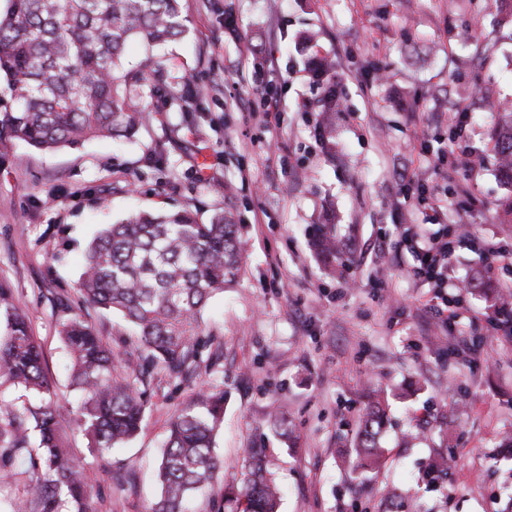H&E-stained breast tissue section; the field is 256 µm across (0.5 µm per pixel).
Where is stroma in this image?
Masks as SVG:
<instances>
[{
    "instance_id": "obj_1",
    "label": "stroma",
    "mask_w": 512,
    "mask_h": 512,
    "mask_svg": "<svg viewBox=\"0 0 512 512\" xmlns=\"http://www.w3.org/2000/svg\"><path fill=\"white\" fill-rule=\"evenodd\" d=\"M186 33L161 48L159 93L134 140L95 139L42 151L14 142L0 157V281L30 322L53 399L61 443L82 461L96 512H151L156 470L176 410L203 388L223 391L215 436L223 458L214 493L189 512H217L220 490L242 487L244 459L264 449L280 485L279 512H512V347L488 323L494 308L481 276L482 250L454 253L449 274L468 283L463 347L423 312L406 269L383 288L345 291L372 272L373 245L401 236L431 213L404 204L403 178L441 184L434 155L416 145L414 115L447 143L464 106L480 162L459 163L468 195L450 199V220L481 239L512 245L498 207L512 193L490 139L486 99L512 103V22L493 0H181ZM270 58L274 71L258 72ZM332 69L319 75L324 61ZM333 86L343 111L324 109ZM280 99V124L262 120L261 97ZM192 109L184 112L180 101ZM215 182L228 191H212ZM220 211L242 226L237 282L202 312L212 360L190 380L154 372L142 430L97 451L76 419L82 399L59 334L81 315L121 359L144 361L131 326L116 313L82 307L85 248L102 225L138 211ZM343 246L328 271L313 247L319 225ZM388 394L390 418L375 471L352 472L344 441L356 430L368 388ZM279 406L300 433L283 445L267 422ZM447 455V477L427 461ZM0 512H40L27 491L29 457H10Z\"/></svg>"
}]
</instances>
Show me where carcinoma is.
Returning <instances> with one entry per match:
<instances>
[{
  "label": "carcinoma",
  "mask_w": 512,
  "mask_h": 512,
  "mask_svg": "<svg viewBox=\"0 0 512 512\" xmlns=\"http://www.w3.org/2000/svg\"><path fill=\"white\" fill-rule=\"evenodd\" d=\"M0 15V75L16 92L0 110V154L19 139L45 151L77 148L93 138L133 137L148 120L140 103L161 71L146 55L125 70L128 41L154 48L185 33L179 0H9ZM499 167L512 179V108L498 109L491 133ZM317 254L336 262V236L317 228ZM244 260L240 227L215 214L200 224L189 209L143 212L108 224L89 243L79 292L86 304L123 315L138 332L145 365L121 377L118 355L79 315L61 335L72 359V379L82 392L79 422L99 450L123 444L141 429L147 378L156 368L180 377L202 362L208 342L201 336L207 302L236 282ZM0 378L41 397L10 422L13 447L38 440L29 490L42 512H94L83 467L61 448L60 410L26 316L0 285ZM224 416V392L203 390L169 422L158 467L160 495L152 512H182L191 495L212 486L222 462L214 454V432ZM387 422L379 400L366 405L352 443L354 470L377 467L380 433ZM269 423L285 439L292 423L274 411ZM279 489L258 449L248 453L244 490L221 494L223 512H277Z\"/></svg>",
  "instance_id": "1"
}]
</instances>
